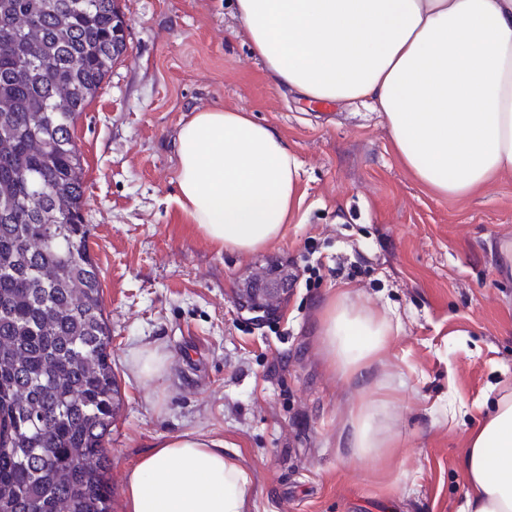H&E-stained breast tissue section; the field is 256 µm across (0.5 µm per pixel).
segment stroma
Instances as JSON below:
<instances>
[{
  "instance_id": "1",
  "label": "stroma",
  "mask_w": 512,
  "mask_h": 512,
  "mask_svg": "<svg viewBox=\"0 0 512 512\" xmlns=\"http://www.w3.org/2000/svg\"><path fill=\"white\" fill-rule=\"evenodd\" d=\"M126 51L76 119L88 248L112 326L124 407L112 425V510L128 471L163 437L224 444L250 475V512H464L467 433L512 390V175L448 200L395 154L382 113L309 102L251 55L232 0H118ZM244 108L301 164L302 203L282 239L240 255L178 207L177 133L193 112ZM294 275L262 325L233 301L251 272ZM350 288L398 328L366 383L318 333ZM159 346L163 374L134 350ZM388 401L392 459L353 456L361 400ZM166 357L159 347H147L134 353L133 365L137 374L146 380L161 376L165 369Z\"/></svg>"
}]
</instances>
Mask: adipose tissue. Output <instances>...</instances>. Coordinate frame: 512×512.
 <instances>
[{
    "label": "adipose tissue",
    "mask_w": 512,
    "mask_h": 512,
    "mask_svg": "<svg viewBox=\"0 0 512 512\" xmlns=\"http://www.w3.org/2000/svg\"><path fill=\"white\" fill-rule=\"evenodd\" d=\"M273 84L317 102L364 99L433 194L454 199L512 174V0H234ZM178 141L176 203L215 246L248 255L282 238L301 203L300 163L244 109L195 112ZM326 350L361 381L385 351L391 319L341 288L320 320ZM394 438L373 403L354 411L346 446L381 460ZM468 512H512V393L471 433ZM236 453L192 432L157 442L129 470L126 512H246Z\"/></svg>",
    "instance_id": "adipose-tissue-1"
}]
</instances>
